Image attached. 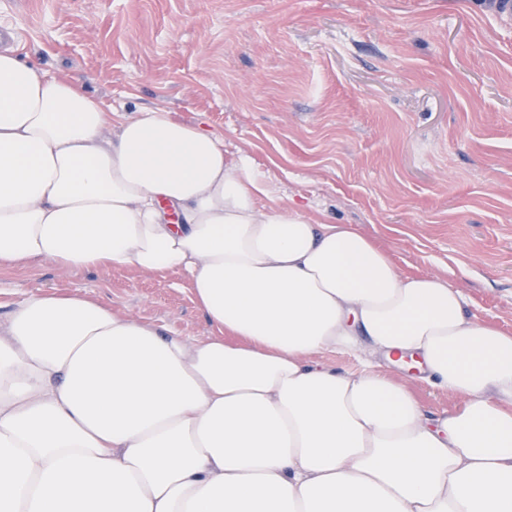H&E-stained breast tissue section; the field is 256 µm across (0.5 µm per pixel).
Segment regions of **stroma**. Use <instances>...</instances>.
<instances>
[{
	"instance_id": "obj_1",
	"label": "stroma",
	"mask_w": 512,
	"mask_h": 512,
	"mask_svg": "<svg viewBox=\"0 0 512 512\" xmlns=\"http://www.w3.org/2000/svg\"><path fill=\"white\" fill-rule=\"evenodd\" d=\"M485 2L0 0V27L106 109L204 122L276 204L353 226L512 335V19ZM35 289L214 333L174 271L0 267V323Z\"/></svg>"
}]
</instances>
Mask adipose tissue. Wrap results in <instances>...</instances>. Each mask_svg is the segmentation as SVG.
<instances>
[{"instance_id": "1", "label": "adipose tissue", "mask_w": 512, "mask_h": 512, "mask_svg": "<svg viewBox=\"0 0 512 512\" xmlns=\"http://www.w3.org/2000/svg\"><path fill=\"white\" fill-rule=\"evenodd\" d=\"M270 195L223 135L0 53V266L173 270L218 330L29 292L0 326V512H512V335ZM390 365L461 407L428 416ZM310 359L336 367L337 370H356L359 367L358 357L352 353L325 351L312 355Z\"/></svg>"}]
</instances>
